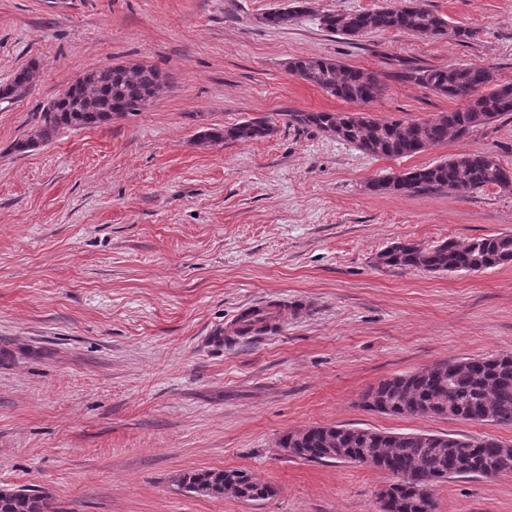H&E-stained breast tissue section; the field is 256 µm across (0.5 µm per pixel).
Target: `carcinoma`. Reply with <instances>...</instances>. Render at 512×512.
I'll use <instances>...</instances> for the list:
<instances>
[{
	"label": "carcinoma",
	"instance_id": "cac0c4a2",
	"mask_svg": "<svg viewBox=\"0 0 512 512\" xmlns=\"http://www.w3.org/2000/svg\"><path fill=\"white\" fill-rule=\"evenodd\" d=\"M310 12L309 0H290L263 17L269 26L286 29ZM319 25L350 38L375 31L397 30L420 36L448 32V22L423 0L370 11L326 12ZM288 70L299 78L345 101L370 103L381 97L384 84L375 74L328 58H296ZM37 63L18 72L0 96L32 83ZM407 81L430 88L450 99H465L464 109L409 124L380 120L368 113L290 112L289 121L327 132L382 157H411L426 148L460 139L512 113V83L493 85L492 71L480 64L410 68ZM166 87V77L145 64H118L93 71V79H77L43 114L42 122L16 144L24 152L49 143L63 128L95 127L110 117L134 114L149 106ZM274 127L265 119H250L231 127H210L201 141L250 142L266 138ZM493 185L512 190V167L482 151L465 152L433 165L402 174L385 175L371 183L378 193L474 192ZM512 262V233L474 238L466 244L448 238L432 247L398 241L376 255L387 269H419L432 273H478ZM364 406L393 416H437L482 423L512 425V353L438 364L398 375L370 388ZM280 447L312 462L360 464L369 456L378 469L391 474L387 485L390 512H426L433 485L450 478H494L512 475V446L492 437L429 433H393L342 425L313 426L285 434ZM182 488L207 496L229 494L246 501L268 497L272 488L242 470H203L183 475ZM43 495L27 488L0 489V512H48Z\"/></svg>",
	"mask_w": 512,
	"mask_h": 512
}]
</instances>
